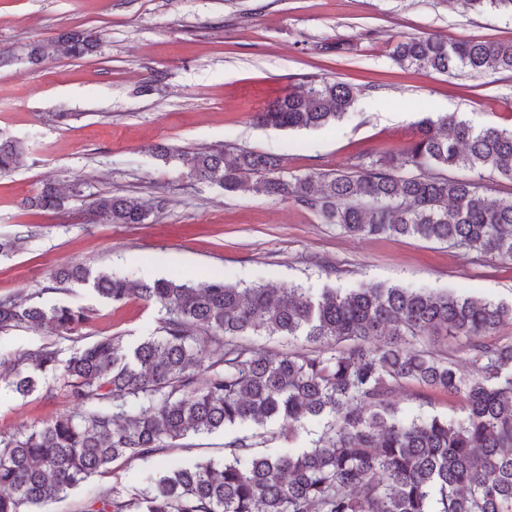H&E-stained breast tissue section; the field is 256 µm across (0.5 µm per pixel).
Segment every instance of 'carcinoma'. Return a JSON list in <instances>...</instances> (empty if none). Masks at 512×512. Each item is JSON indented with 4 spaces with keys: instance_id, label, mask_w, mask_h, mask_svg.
Returning a JSON list of instances; mask_svg holds the SVG:
<instances>
[{
    "instance_id": "obj_1",
    "label": "carcinoma",
    "mask_w": 512,
    "mask_h": 512,
    "mask_svg": "<svg viewBox=\"0 0 512 512\" xmlns=\"http://www.w3.org/2000/svg\"><path fill=\"white\" fill-rule=\"evenodd\" d=\"M469 4L512 14V0ZM97 49L95 36L70 31L33 44L28 59H78ZM391 58L446 75L512 74L511 42L408 37ZM360 92L314 79L254 119L274 128H321L343 118ZM26 153L21 141L1 137L0 177ZM156 154L226 192L293 198L350 235L418 237L512 262V199L443 174L464 167L512 180V130L476 128L446 113L421 120L404 149L290 180L280 158L251 150L160 145ZM407 168L414 173L400 174ZM29 204L60 210L66 197L46 185ZM89 208L109 224H142L149 212L145 202L124 196L97 195ZM55 280L88 285L114 305L136 298L158 307L160 335L133 346L100 336L65 358L52 345L14 354L16 392L31 391L36 375L62 365L79 411L0 435V512H30L117 460H145L191 435L244 423L257 432L226 442L223 463L159 471L130 498L114 490L81 512H512V340L491 341L512 323V304L375 283L311 293L221 279L192 286L93 276L80 264L58 270ZM89 321L82 308L0 298V333L49 326L78 337ZM262 335L309 348L271 354L250 340ZM442 336L460 343L474 371L457 370L454 353L438 348ZM404 382L459 398L462 414L407 415L391 399ZM322 415L328 420L312 447L255 451L268 423H282L291 435Z\"/></svg>"
}]
</instances>
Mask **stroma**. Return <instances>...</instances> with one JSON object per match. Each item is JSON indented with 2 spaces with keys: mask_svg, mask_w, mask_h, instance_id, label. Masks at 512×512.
Masks as SVG:
<instances>
[{
  "mask_svg": "<svg viewBox=\"0 0 512 512\" xmlns=\"http://www.w3.org/2000/svg\"><path fill=\"white\" fill-rule=\"evenodd\" d=\"M65 30L95 32L97 53L29 62L30 43ZM429 34L508 42L512 15L477 13L467 0H0V136L29 145L21 166L0 178V236L24 238L19 251L0 256V297L38 294L86 309V340L118 336L127 345L158 335V310L108 303L85 285L55 286V269L76 262L133 279L296 283L313 292L373 282L512 303V265L410 236L349 235L294 199L226 192L151 151L161 143L187 151L247 147L281 156L289 178L403 147L416 121L442 112L511 130L512 74L448 76L391 60L392 43ZM157 70L165 75L161 90L142 92ZM316 77L362 87L343 120L307 131L255 125V112ZM62 110L72 114L64 123L55 117ZM47 182L68 195L66 208L24 206ZM98 194L161 206L141 224H106L86 208ZM323 261L339 273L326 274ZM49 344L71 346L50 328L0 335V435L75 411L63 369L39 375L25 396L10 385L15 351ZM418 391L403 384L392 398L411 414H459L458 399L432 392L421 400ZM322 429L313 419L288 440L272 422L261 449L308 448ZM253 431L236 425L145 460L115 462L33 512H80L112 489L133 494L163 466L223 463L225 442Z\"/></svg>",
  "mask_w": 512,
  "mask_h": 512,
  "instance_id": "obj_1",
  "label": "stroma"
}]
</instances>
